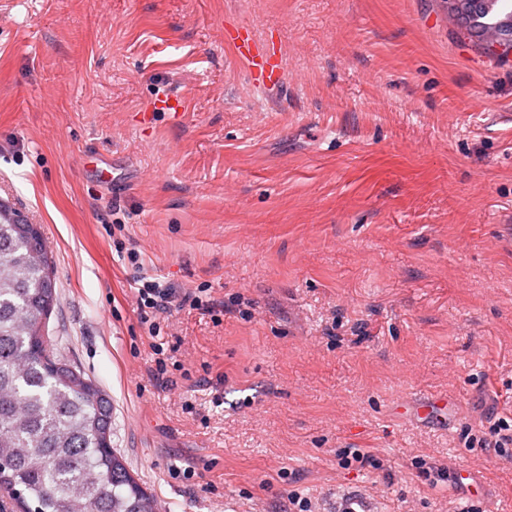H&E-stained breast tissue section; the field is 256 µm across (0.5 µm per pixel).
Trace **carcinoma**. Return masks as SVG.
<instances>
[{
    "mask_svg": "<svg viewBox=\"0 0 512 512\" xmlns=\"http://www.w3.org/2000/svg\"><path fill=\"white\" fill-rule=\"evenodd\" d=\"M486 36L512 0H469ZM56 301L40 228L0 202V489L22 512H161L111 445V404L54 356L45 321Z\"/></svg>",
    "mask_w": 512,
    "mask_h": 512,
    "instance_id": "carcinoma-1",
    "label": "carcinoma"
}]
</instances>
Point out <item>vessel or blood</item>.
Listing matches in <instances>:
<instances>
[{"label":"vessel or blood","instance_id":"1","mask_svg":"<svg viewBox=\"0 0 512 512\" xmlns=\"http://www.w3.org/2000/svg\"><path fill=\"white\" fill-rule=\"evenodd\" d=\"M224 43L239 58L247 61L254 86L266 88L280 83L282 63L269 39L257 38L249 25L237 23L225 26ZM406 412L422 423L445 424L455 417L456 407L443 397L416 402L407 407Z\"/></svg>","mask_w":512,"mask_h":512}]
</instances>
